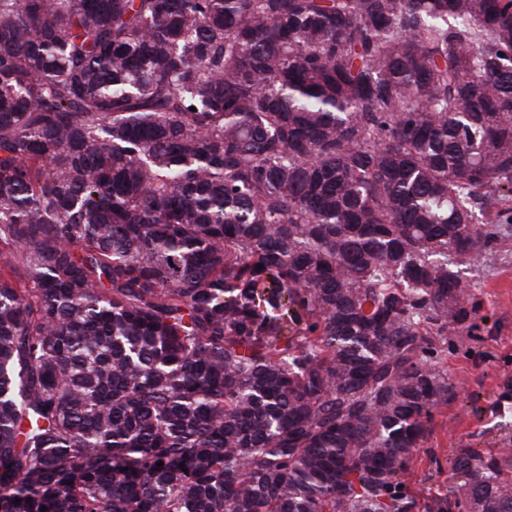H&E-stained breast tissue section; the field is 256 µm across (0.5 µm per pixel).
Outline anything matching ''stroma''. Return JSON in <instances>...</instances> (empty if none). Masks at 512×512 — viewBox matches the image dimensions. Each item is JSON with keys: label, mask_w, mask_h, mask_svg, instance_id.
<instances>
[{"label": "stroma", "mask_w": 512, "mask_h": 512, "mask_svg": "<svg viewBox=\"0 0 512 512\" xmlns=\"http://www.w3.org/2000/svg\"><path fill=\"white\" fill-rule=\"evenodd\" d=\"M459 271L473 313L441 338L445 350L436 367L448 379V401L435 412L405 474L418 512L452 502L459 453L475 451L491 462L512 449V230Z\"/></svg>", "instance_id": "1"}]
</instances>
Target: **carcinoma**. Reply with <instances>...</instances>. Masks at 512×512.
<instances>
[{
  "label": "carcinoma",
  "mask_w": 512,
  "mask_h": 512,
  "mask_svg": "<svg viewBox=\"0 0 512 512\" xmlns=\"http://www.w3.org/2000/svg\"><path fill=\"white\" fill-rule=\"evenodd\" d=\"M511 202L512 0H0V512H411Z\"/></svg>",
  "instance_id": "obj_1"
}]
</instances>
